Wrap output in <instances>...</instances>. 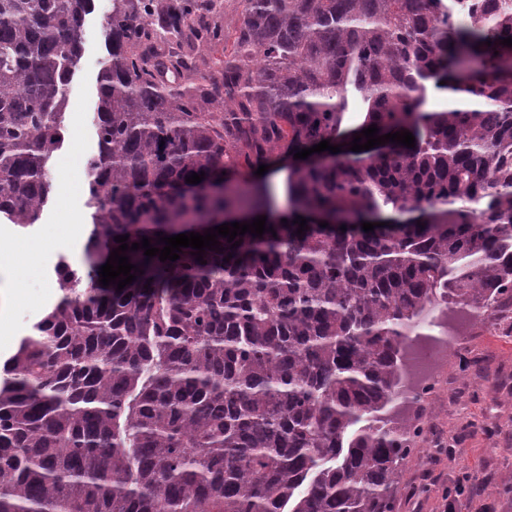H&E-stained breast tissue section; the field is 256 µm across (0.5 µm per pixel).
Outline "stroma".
<instances>
[{
    "mask_svg": "<svg viewBox=\"0 0 512 512\" xmlns=\"http://www.w3.org/2000/svg\"><path fill=\"white\" fill-rule=\"evenodd\" d=\"M111 2L93 0L83 20L64 106L65 139L49 160L54 189L40 219L20 228L0 217V247L11 256L0 263V285L20 290L8 322L0 324V366L60 300L58 262L84 264L91 229L87 164L97 152L98 75L107 58ZM431 384L418 406L427 441L400 473L395 512H445L442 491L464 473L474 495L459 497L454 512H512V315L484 327L462 325ZM412 486L424 494H409Z\"/></svg>",
    "mask_w": 512,
    "mask_h": 512,
    "instance_id": "stroma-1",
    "label": "stroma"
}]
</instances>
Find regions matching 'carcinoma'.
<instances>
[{
    "label": "carcinoma",
    "mask_w": 512,
    "mask_h": 512,
    "mask_svg": "<svg viewBox=\"0 0 512 512\" xmlns=\"http://www.w3.org/2000/svg\"><path fill=\"white\" fill-rule=\"evenodd\" d=\"M235 2L230 29L228 0H112L90 271L59 262L60 302L3 365L0 512H395L421 435L389 415L412 342L454 306L512 309V6ZM90 3L0 0V215L21 227L53 189ZM372 124L415 147L351 151ZM323 140L342 151L294 158ZM285 161L280 212L243 175ZM201 172L224 189L196 191ZM221 214L275 233L203 264L128 250L144 273L99 282L114 237L162 249Z\"/></svg>",
    "instance_id": "carcinoma-1"
}]
</instances>
